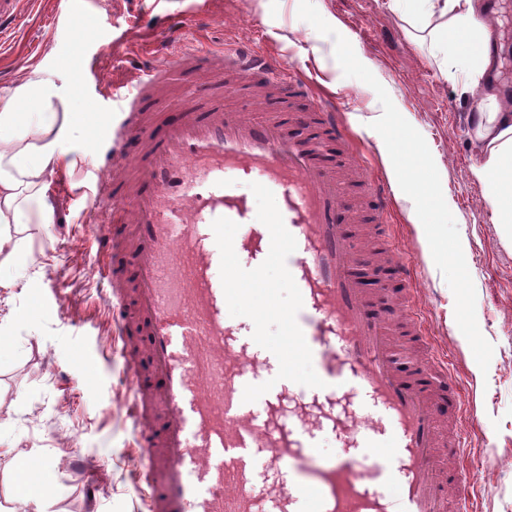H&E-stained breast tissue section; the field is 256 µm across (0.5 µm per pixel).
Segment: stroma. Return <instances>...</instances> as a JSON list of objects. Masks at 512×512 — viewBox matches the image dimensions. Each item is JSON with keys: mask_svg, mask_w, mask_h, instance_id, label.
Masks as SVG:
<instances>
[{"mask_svg": "<svg viewBox=\"0 0 512 512\" xmlns=\"http://www.w3.org/2000/svg\"><path fill=\"white\" fill-rule=\"evenodd\" d=\"M299 0H73L84 25L52 14L37 0L0 42V92L35 67L74 73L83 117L62 147L68 156L103 144L101 114L112 102L93 74L130 79L158 56L171 24L182 26L188 49L248 45L294 69L323 95L341 98L343 122L364 149L374 174L394 199L392 222L402 249L418 264L416 307L429 320L436 354L465 388L473 415L460 429L467 443L470 494L478 512H512V248L505 247L482 188L471 176L478 156L466 114L478 99L446 78L427 44L412 41L388 0H314L320 14L368 59L401 115L424 137L443 195L460 233L476 291V318L494 346L481 371L455 320V299L436 267L413 201L399 189L381 136L375 91L344 77L334 41L298 16ZM288 96L259 98L234 89L225 107L252 119ZM93 174L77 165L48 180L52 221L20 234L29 257L14 287L0 288V503L48 482L51 512H146L133 481L132 425L124 406L120 342L109 329L107 302L91 264L85 193Z\"/></svg>", "mask_w": 512, "mask_h": 512, "instance_id": "1", "label": "stroma"}]
</instances>
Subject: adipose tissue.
Returning <instances> with one entry per match:
<instances>
[{
  "label": "adipose tissue",
  "mask_w": 512,
  "mask_h": 512,
  "mask_svg": "<svg viewBox=\"0 0 512 512\" xmlns=\"http://www.w3.org/2000/svg\"><path fill=\"white\" fill-rule=\"evenodd\" d=\"M412 32L428 36L462 93H479L468 114L478 161L471 176L483 191L505 243L512 244V97L492 80L499 37L487 0H389ZM78 87L42 69L0 96V269L23 256L19 227L43 224L46 179L65 161L61 148L77 112Z\"/></svg>",
  "instance_id": "ef3b65f1"
}]
</instances>
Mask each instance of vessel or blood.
Segmentation results:
<instances>
[{
	"label": "vessel or blood",
	"mask_w": 512,
	"mask_h": 512,
	"mask_svg": "<svg viewBox=\"0 0 512 512\" xmlns=\"http://www.w3.org/2000/svg\"><path fill=\"white\" fill-rule=\"evenodd\" d=\"M197 69L214 75L206 95L159 119L155 88ZM270 82L313 99L311 110L259 120L225 110L230 88ZM104 92L123 118L103 120L108 147L94 157V264L112 288L147 512H446L469 473L463 441L439 450L437 425L460 422L465 395L445 360L396 364L385 309L392 295L409 297L417 270L397 249L391 193L336 105L239 46L174 50L131 88ZM231 175L273 196L274 209L259 213L230 193ZM356 196L395 253L377 271L345 220ZM279 283L292 295L285 308ZM261 306L279 324L277 341L242 332ZM262 353L273 372L260 373ZM325 432L339 452L321 466L313 453ZM373 478L391 482L390 496L371 489Z\"/></svg>",
	"instance_id": "b4317fda"
}]
</instances>
